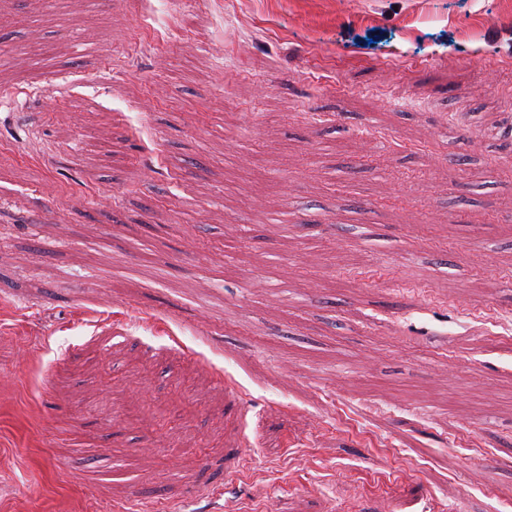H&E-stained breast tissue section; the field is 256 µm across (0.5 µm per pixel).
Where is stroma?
<instances>
[{"mask_svg": "<svg viewBox=\"0 0 512 512\" xmlns=\"http://www.w3.org/2000/svg\"><path fill=\"white\" fill-rule=\"evenodd\" d=\"M511 116L512 0H0V512H512Z\"/></svg>", "mask_w": 512, "mask_h": 512, "instance_id": "35a3bbf8", "label": "stroma"}]
</instances>
